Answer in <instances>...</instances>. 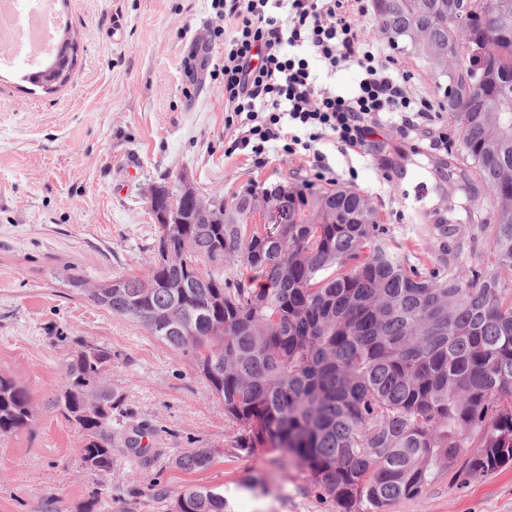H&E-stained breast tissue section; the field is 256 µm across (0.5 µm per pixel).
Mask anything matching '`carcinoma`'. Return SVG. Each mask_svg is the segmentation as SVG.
<instances>
[{"label": "carcinoma", "instance_id": "obj_1", "mask_svg": "<svg viewBox=\"0 0 512 512\" xmlns=\"http://www.w3.org/2000/svg\"><path fill=\"white\" fill-rule=\"evenodd\" d=\"M373 0L393 44L404 40L448 78L440 109L456 138L433 160L434 190L453 188L465 223L490 251L463 250L456 204L421 212L443 239L440 258L394 252L377 208L359 191L307 184L248 188L217 210L195 193L178 216L201 224L159 227L169 259L144 277L122 276L88 291L114 315L176 351L224 401V415L251 447H269L308 476L343 512H390L415 496L461 448L473 478L512 464V0ZM62 59L24 76L47 90L65 84ZM270 223L248 224L257 209ZM245 271L224 277V261ZM79 350L67 367L58 413L83 435L82 466L112 471L121 448L141 452L142 428L117 435L119 392L103 384L112 352ZM31 395L0 375V436L30 426ZM205 448L175 464L201 470ZM175 512H224V496L185 489Z\"/></svg>", "mask_w": 512, "mask_h": 512}]
</instances>
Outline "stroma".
Returning a JSON list of instances; mask_svg holds the SVG:
<instances>
[{"label": "stroma", "instance_id": "stroma-1", "mask_svg": "<svg viewBox=\"0 0 512 512\" xmlns=\"http://www.w3.org/2000/svg\"><path fill=\"white\" fill-rule=\"evenodd\" d=\"M58 12L78 46L69 80L47 93L23 81L25 65L0 70V375L28 389L33 410L30 427L0 438V512H83L94 497L98 512H171L194 485L223 494L225 512H340L300 469L282 470L276 451L247 447L190 355L71 285L150 270L153 185L185 178L229 203L251 184L313 182L309 162L275 154L259 168L243 153L225 156L222 83L205 71L189 78L183 66L194 48L212 64L220 56L211 0H67ZM358 21L412 73V94L441 99L423 59L395 48L373 10ZM377 141L361 154L323 145L336 185L378 207L393 251L436 258L439 243L417 217L438 202L428 140L383 129ZM388 148L410 154L397 190ZM76 336L111 350L104 381L122 396L127 426L145 430L146 452L119 456L103 475L82 467V434L55 407ZM190 448L211 451L207 469L175 465ZM396 512H512V467L470 479L439 467Z\"/></svg>", "mask_w": 512, "mask_h": 512}]
</instances>
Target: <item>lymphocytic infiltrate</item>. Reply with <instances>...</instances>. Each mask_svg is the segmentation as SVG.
<instances>
[{"label": "lymphocytic infiltrate", "instance_id": "lymphocytic-infiltrate-1", "mask_svg": "<svg viewBox=\"0 0 512 512\" xmlns=\"http://www.w3.org/2000/svg\"><path fill=\"white\" fill-rule=\"evenodd\" d=\"M348 2L212 0L224 21L212 32L224 60L210 76L224 83L225 156L242 151L264 166L275 151L301 155L323 180L330 168L321 144L360 153L383 126L420 130L431 148L447 149V132L431 125L434 103L408 93V75L365 39ZM299 47L308 48L330 74L357 66L356 92L342 95L318 83L309 58L296 55Z\"/></svg>", "mask_w": 512, "mask_h": 512}]
</instances>
